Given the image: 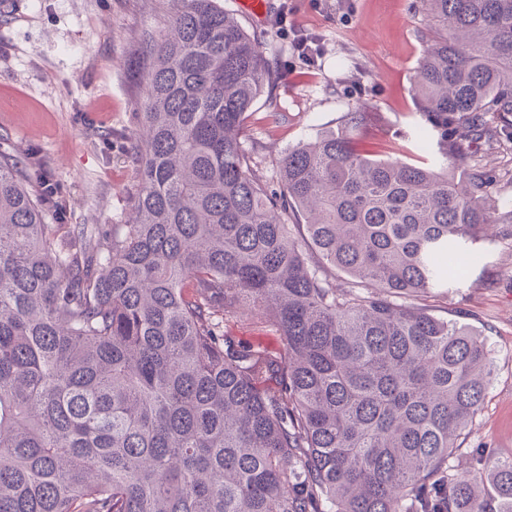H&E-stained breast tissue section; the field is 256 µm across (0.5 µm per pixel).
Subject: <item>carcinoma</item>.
<instances>
[{
  "mask_svg": "<svg viewBox=\"0 0 512 512\" xmlns=\"http://www.w3.org/2000/svg\"><path fill=\"white\" fill-rule=\"evenodd\" d=\"M168 3L125 223H48L0 153V512H512L511 458L455 464L487 338L409 302L495 221L469 145L512 130V0H425L439 164L370 153L349 112L274 186L243 133L279 72L215 0ZM243 315L280 348L224 332Z\"/></svg>",
  "mask_w": 512,
  "mask_h": 512,
  "instance_id": "cac0c4a2",
  "label": "carcinoma"
}]
</instances>
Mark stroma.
<instances>
[{"mask_svg":"<svg viewBox=\"0 0 512 512\" xmlns=\"http://www.w3.org/2000/svg\"><path fill=\"white\" fill-rule=\"evenodd\" d=\"M240 14L280 73L247 123L264 175L289 148L335 127L363 107V129L379 157L438 159L435 140L417 146L423 120L412 79L423 53L422 0H272L265 22L241 15L238 0H216ZM319 40L317 67L302 71L281 21ZM162 0H17L0 14V151L43 170L61 188L65 224L124 223L138 178L127 147L139 132L146 38L163 28ZM281 113L271 123L270 113ZM472 158L490 179L500 212L512 210V142L475 144ZM482 260L448 288L415 299L429 312L482 331L492 350V382L460 440L457 458H512V240L489 225Z\"/></svg>","mask_w":512,"mask_h":512,"instance_id":"35a3bbf8","label":"stroma"}]
</instances>
